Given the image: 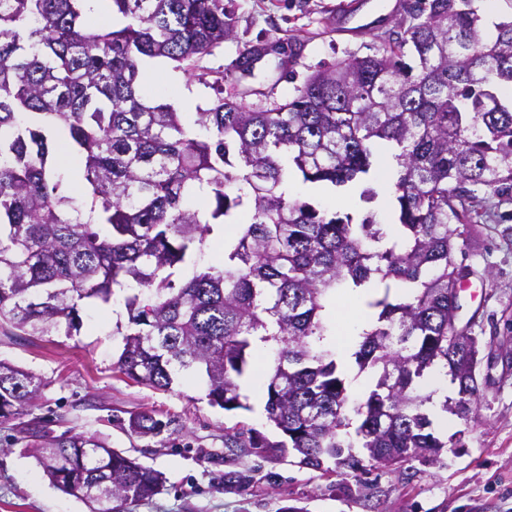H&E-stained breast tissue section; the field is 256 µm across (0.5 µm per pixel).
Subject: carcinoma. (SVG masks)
I'll list each match as a JSON object with an SVG mask.
<instances>
[{
  "label": "carcinoma",
  "mask_w": 512,
  "mask_h": 512,
  "mask_svg": "<svg viewBox=\"0 0 512 512\" xmlns=\"http://www.w3.org/2000/svg\"><path fill=\"white\" fill-rule=\"evenodd\" d=\"M88 0H0V321L29 336L80 325L78 302L126 291L129 326L115 368L169 390L199 376L212 406L248 410L241 383L263 346L270 441L224 432L237 455H291L342 475L439 463L461 433L431 430L427 378L449 380L440 409L469 416L481 341L454 325V258L478 194L512 184V16L487 32L475 0H419L378 54L311 75L293 98L251 110L224 99V72L200 62L234 36L224 0H110L124 24L93 20ZM411 58L409 64L405 58ZM166 59L216 91L191 121L141 77ZM392 227L296 198L288 184L361 186L387 167ZM82 183L81 200L65 184ZM209 200L208 217L191 202ZM224 236L215 264L212 234ZM371 312L351 359L374 382L354 398L328 337L336 297ZM41 381L0 361V423L21 439ZM134 431L158 434L149 413ZM27 451L91 512L159 494L161 473L93 436Z\"/></svg>",
  "instance_id": "cac0c4a2"
}]
</instances>
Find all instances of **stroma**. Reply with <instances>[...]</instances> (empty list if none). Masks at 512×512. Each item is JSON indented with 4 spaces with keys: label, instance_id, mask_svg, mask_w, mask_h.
Instances as JSON below:
<instances>
[{
    "label": "stroma",
    "instance_id": "1",
    "mask_svg": "<svg viewBox=\"0 0 512 512\" xmlns=\"http://www.w3.org/2000/svg\"><path fill=\"white\" fill-rule=\"evenodd\" d=\"M415 0H224L234 15L232 39L202 61L227 70L225 97L252 109L291 98L315 72L352 56L377 53L383 38L398 30ZM370 27L356 32L360 18ZM280 42L285 55L269 54L252 75L233 71L243 45ZM156 92L177 111L192 112L212 98V89L181 80L179 71L150 61ZM388 180L376 184L373 203L353 188L293 192L314 204L363 214L376 209L389 220ZM481 216L471 225L457 262L473 274L461 292L458 318L479 336L480 397L468 419L433 418L437 433L464 432L465 445L449 449L437 465L412 461L400 469L336 476L301 468L287 457H236L224 446L228 428L273 431L257 410L227 412L210 406L203 384L175 381L167 391L137 384L119 373L120 336L127 326L122 295L111 304H82V325L72 335L28 336L0 326V359L42 381L33 408L52 436L82 433L105 440L144 466L160 472L164 487L152 499L125 505L124 512H512V354L489 349L490 341L512 336V187L479 200ZM148 412L162 423L155 436L132 431L130 421ZM14 426L0 424V512H89L78 497L57 489L25 449ZM251 470L246 489L228 486L224 474Z\"/></svg>",
    "mask_w": 512,
    "mask_h": 512
}]
</instances>
